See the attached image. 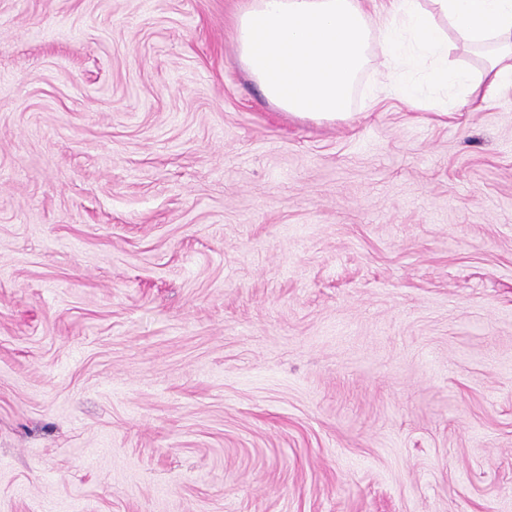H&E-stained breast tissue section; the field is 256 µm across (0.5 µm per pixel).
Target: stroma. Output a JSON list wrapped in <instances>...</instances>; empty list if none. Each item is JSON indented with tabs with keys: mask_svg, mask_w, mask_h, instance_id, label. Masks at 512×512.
<instances>
[{
	"mask_svg": "<svg viewBox=\"0 0 512 512\" xmlns=\"http://www.w3.org/2000/svg\"><path fill=\"white\" fill-rule=\"evenodd\" d=\"M245 0H0V512H512V86L301 119Z\"/></svg>",
	"mask_w": 512,
	"mask_h": 512,
	"instance_id": "stroma-1",
	"label": "stroma"
}]
</instances>
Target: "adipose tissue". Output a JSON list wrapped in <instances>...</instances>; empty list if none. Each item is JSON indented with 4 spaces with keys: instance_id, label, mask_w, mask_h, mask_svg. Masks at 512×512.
Listing matches in <instances>:
<instances>
[{
    "instance_id": "obj_1",
    "label": "adipose tissue",
    "mask_w": 512,
    "mask_h": 512,
    "mask_svg": "<svg viewBox=\"0 0 512 512\" xmlns=\"http://www.w3.org/2000/svg\"><path fill=\"white\" fill-rule=\"evenodd\" d=\"M235 41L265 98L299 118H346L376 46L375 93L413 107L426 87L463 107L512 86V0H392L375 19L361 0H249ZM460 47L483 50L481 69L449 65Z\"/></svg>"
}]
</instances>
